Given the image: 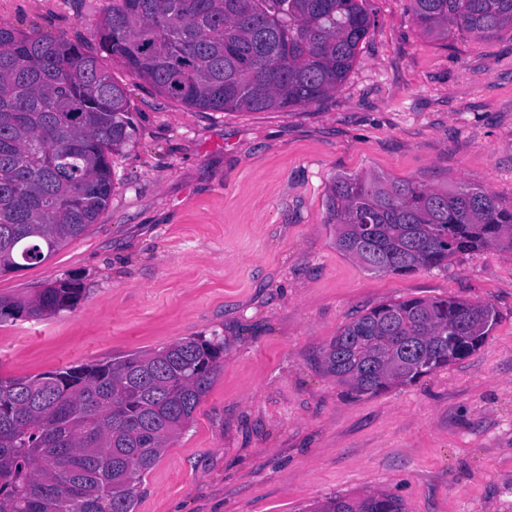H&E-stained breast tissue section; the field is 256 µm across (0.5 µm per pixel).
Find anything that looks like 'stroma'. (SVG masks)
Listing matches in <instances>:
<instances>
[{"mask_svg": "<svg viewBox=\"0 0 512 512\" xmlns=\"http://www.w3.org/2000/svg\"><path fill=\"white\" fill-rule=\"evenodd\" d=\"M106 0H0V26L97 50ZM373 25L335 94L291 111L201 112L119 65L136 131L112 157L99 219L0 296L75 279L80 304L0 323V376L220 339L192 423L137 489L136 512H311L390 494L405 512H512V251L373 274L336 247L326 194L344 174L481 187L512 207V33L427 36L410 0H364ZM493 305L471 356L375 395L336 382L325 345L408 297Z\"/></svg>", "mask_w": 512, "mask_h": 512, "instance_id": "stroma-1", "label": "stroma"}]
</instances>
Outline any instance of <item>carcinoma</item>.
Wrapping results in <instances>:
<instances>
[{
    "instance_id": "cac0c4a2",
    "label": "carcinoma",
    "mask_w": 512,
    "mask_h": 512,
    "mask_svg": "<svg viewBox=\"0 0 512 512\" xmlns=\"http://www.w3.org/2000/svg\"><path fill=\"white\" fill-rule=\"evenodd\" d=\"M416 23L479 40L512 31V0H411ZM371 20L363 0H111L98 50L0 27V274L36 266L84 235L115 188L112 154L135 128L108 58L202 112L287 111L337 91ZM336 247L366 271L446 269L505 244L512 208L490 191L339 175L327 190ZM75 279L33 298L0 296L3 318L75 308ZM494 307L456 297L373 307L326 345L324 368L378 395L479 350ZM224 343L186 337L157 349L35 376L0 377V512H134L136 488L193 419ZM315 512H404L389 494L334 498Z\"/></svg>"
}]
</instances>
